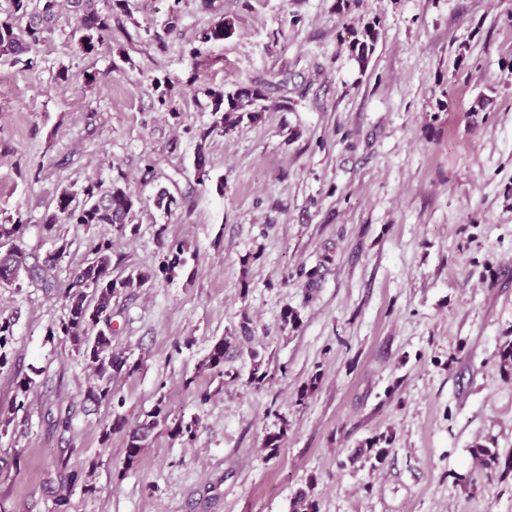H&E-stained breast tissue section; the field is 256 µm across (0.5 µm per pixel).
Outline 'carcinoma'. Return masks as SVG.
I'll return each instance as SVG.
<instances>
[{"label": "carcinoma", "mask_w": 512, "mask_h": 512, "mask_svg": "<svg viewBox=\"0 0 512 512\" xmlns=\"http://www.w3.org/2000/svg\"><path fill=\"white\" fill-rule=\"evenodd\" d=\"M10 13L0 18V63H24L28 66L33 59L23 56L33 52L52 32V22L60 6V0H10ZM78 14L76 33L79 38L74 44L77 52L89 53L104 43L112 34V15L119 10L127 12V0H107L106 8L94 7V0H69ZM26 26H21L22 20ZM235 23L225 18L203 30L199 42L214 43L229 38ZM379 32L376 23H367L353 32L349 42L350 57L359 73H365L368 63L376 50ZM210 101V121L197 132V148L194 170L197 181L209 179L206 142L215 134H222L239 126L244 121L256 122L266 111L268 99L267 84L248 81L237 86L232 92L213 86L204 89ZM185 197H177L166 187L158 189L154 204L166 214L177 209ZM139 197L127 186L122 172L108 182L90 181L80 191L66 187L56 197L53 210L42 221L41 230L52 244L53 249L44 258L33 255L24 247L28 224L22 218L9 219L0 223V288L20 290L23 285H35L62 301L66 309L63 319L46 327V336L56 337L71 343L72 350L93 370L95 383L89 387L86 398L96 402L106 401L125 404V399L112 387L115 377L132 374L138 363L131 361V354L112 348V299L119 294L141 291L153 286L157 274L167 277L176 275L187 264V247L184 242L165 240L166 227L158 230L160 244L165 248L158 270L126 266V257L112 250V239L99 237L90 240L88 254L91 258L75 269L69 279L62 282L55 274L57 266L68 254V243L58 233L61 224H82L112 226L121 236H135L138 226L132 223V216ZM14 316L0 315V371L11 372L15 384V395L11 408L0 411V437L9 433L19 411L26 409L29 393L35 380L16 367L10 359V345L14 336ZM232 337L222 336L215 340L208 353L198 363L196 373L208 372L224 384V355ZM502 372L512 374V340L504 342L497 352ZM169 425L173 438H191L198 425V418L185 420L183 417L170 419L166 396L161 394L152 408L141 414L135 423L120 413L115 414L112 424L102 430V442L108 443L114 433L126 437L124 463L132 468L139 463L141 455L149 445L154 429ZM288 430V420L280 419L279 431L268 433L262 440L266 457L276 455ZM390 439L376 436L352 455V460L382 462L389 452ZM478 464L491 469L500 483L512 484V456L500 458L498 452L477 447L471 450ZM292 512H319L318 503L311 489H298L291 501Z\"/></svg>", "instance_id": "obj_1"}]
</instances>
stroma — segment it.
<instances>
[{
  "instance_id": "stroma-1",
  "label": "stroma",
  "mask_w": 512,
  "mask_h": 512,
  "mask_svg": "<svg viewBox=\"0 0 512 512\" xmlns=\"http://www.w3.org/2000/svg\"><path fill=\"white\" fill-rule=\"evenodd\" d=\"M225 17L234 34L198 45ZM372 20L362 73L347 46ZM75 27L61 9L34 67L0 63V221L22 213L28 251L45 256L40 224L60 190L121 167L141 199L136 236L61 225L56 275L87 259L93 235L144 268L160 239L188 243L195 258L175 277L113 298L112 346L141 363L114 386L128 419L162 394L199 424L188 440L158 427L125 469L123 434L100 439L111 404L85 400L90 369L45 335L61 303L0 288V313L19 316L14 360L36 373L25 424L0 439V512H53L63 459L92 486L72 491L70 512H291L307 486L320 512H512V488L470 454L512 453V377L496 357L512 339V0H351L345 13L336 0H129L89 54L74 51ZM277 73L270 100L287 108L211 138L209 181L180 182L181 207L156 209L168 175L194 173L193 133L210 119L198 86ZM287 308L298 328L282 329ZM245 317L253 333L229 345L228 378L196 374ZM66 407L62 434L48 414ZM377 435L392 439L384 461L351 463Z\"/></svg>"
}]
</instances>
